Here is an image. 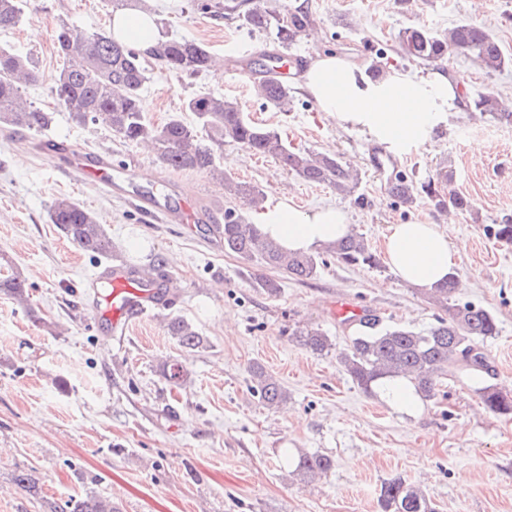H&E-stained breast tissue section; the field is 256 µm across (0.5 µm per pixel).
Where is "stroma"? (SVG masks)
Segmentation results:
<instances>
[{"label": "stroma", "mask_w": 512, "mask_h": 512, "mask_svg": "<svg viewBox=\"0 0 512 512\" xmlns=\"http://www.w3.org/2000/svg\"><path fill=\"white\" fill-rule=\"evenodd\" d=\"M239 2L241 11L227 14L216 10L217 0H152L162 38L201 42L225 65L178 76L148 61L147 117L162 123L183 114L186 100L199 93L231 96L291 146L336 154L360 172L354 194L307 183L269 157L255 154L239 165L245 149L234 143L216 152L227 172L261 189L266 201L341 207L373 252H381L388 225L416 218L439 224L459 250L455 274L467 283L455 300L481 306L498 321V335L483 343L492 366L487 382L512 391V244L493 234L512 219V122L471 107L445 112L432 145L394 151L407 179L452 171L451 188L470 207L448 215L424 199L408 206L391 197L373 165L376 140L337 126L300 82L290 85L291 108L279 112L255 95L251 73L229 61L234 49L253 59L278 49L272 35L246 25L245 10L307 6L313 33L288 47L305 60L332 51L364 65L378 60L410 77L449 73L462 93L487 87L512 98V0ZM63 21L80 34L107 31L112 9L104 0H28L20 22L0 30V47L30 57L40 75L24 86L25 98L54 115L41 132L0 129V255L23 272L38 315L56 324L47 331L0 296V512H46L49 503L89 492L112 499L121 512H381L380 488L396 477L421 488L439 512H512V416L487 411L477 382L461 374L444 379L433 399L406 414L359 388L339 362L353 333L341 305L414 329L435 324L441 308L384 262L354 268L329 256L314 279L296 281L261 259L225 253L201 222H147L136 205L141 197L188 196L220 212L248 208L207 173L166 169L150 147L123 141L105 123L80 127L69 120L51 93L62 66L52 34ZM418 21L438 31L480 23L508 63L489 73L464 56L440 66L409 61L397 36ZM50 139L122 162L123 192L109 195L95 180L67 175L61 160L40 148ZM63 195L95 213L112 241L110 258L85 254L49 223L48 210ZM156 254L166 261L169 303L125 335L113 334L95 310L91 277L110 259L142 267ZM262 277L279 283L277 296L257 287ZM173 316L200 333L199 348H183L168 335ZM302 326L320 328L329 350L299 346L292 331ZM172 361L188 372L182 384L164 377ZM256 364L287 390L282 408L254 394ZM301 451L329 456L331 471L312 481L293 476L286 457ZM21 472L31 475L38 495L16 484Z\"/></svg>", "instance_id": "35a3bbf8"}]
</instances>
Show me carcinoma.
<instances>
[{
	"mask_svg": "<svg viewBox=\"0 0 512 512\" xmlns=\"http://www.w3.org/2000/svg\"><path fill=\"white\" fill-rule=\"evenodd\" d=\"M23 0H0V30L15 27L22 16ZM246 24L254 31L275 30V40L283 46L299 38L311 24L310 14L302 9H269L256 7L245 14ZM53 41L64 65L52 79L51 92L63 106L70 121L85 126L102 115L107 116L112 132L126 142H147L156 151L159 161L174 171H205L224 184L231 195H243L257 208L264 194L246 184L234 181L217 164L215 149L226 142L239 144L253 152L271 157L291 173L311 183H329L336 191L351 195L360 177L333 154L288 145L273 129L252 121L231 98L200 93L189 98L185 111L193 122L179 116L154 124L147 120L141 89L147 81L148 68L144 54L135 47L121 44L112 32L79 34L67 23L56 28ZM398 52L412 60L438 64L452 55H465L487 72L503 68L505 58L498 41L479 24L459 23L442 33L419 28H406L398 36ZM150 57L176 75H199L209 70L211 54L206 45L186 38H170L159 42ZM263 54L250 60L247 68L254 76V89L266 106L282 111L290 105L288 87L274 76ZM30 58L9 48L0 47V126L41 130L51 125L52 113L35 107L22 93V86L37 81ZM474 107L495 119L512 122L511 112L496 111V94L489 89L474 93ZM450 174L420 184L400 175L389 184V193L399 202L412 205L419 198L427 199L440 212L452 207L468 209V199L457 192L445 191ZM48 219L59 226L65 236L90 256L111 252V243L103 225L94 213L68 196L56 198ZM224 252L242 259L260 257L267 265L306 281L313 278L320 266V256L283 250L261 233L257 224L233 211L224 213V223L211 225ZM336 261L351 267L378 266L376 255L355 233L329 245ZM456 278L430 291V298L445 315L436 324L421 330L389 325L370 312L344 322L355 327L348 352L341 359L345 372L364 391L370 392L382 380L404 378L425 398L435 394L438 379L461 369L482 381L487 359L479 343L498 333L496 317L484 308L452 300ZM0 293L29 313L32 308L29 285L25 276L13 270L0 277ZM167 330L184 348H198L203 338L180 316L167 321ZM297 341L314 353L329 349V338L315 327L298 328ZM252 389L268 407L288 401V392L265 368L251 370ZM484 407L496 415H512V396L492 385L478 388ZM293 474L306 478L324 475L333 462L323 454H301L291 460ZM379 503L382 512H438L425 494L405 481L394 478L384 482ZM49 512H119L104 496L87 493L70 497L50 507Z\"/></svg>",
	"mask_w": 512,
	"mask_h": 512,
	"instance_id": "carcinoma-1",
	"label": "carcinoma"
}]
</instances>
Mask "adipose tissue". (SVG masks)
<instances>
[{"label": "adipose tissue", "mask_w": 512, "mask_h": 512, "mask_svg": "<svg viewBox=\"0 0 512 512\" xmlns=\"http://www.w3.org/2000/svg\"><path fill=\"white\" fill-rule=\"evenodd\" d=\"M112 36L149 51L160 39L155 17L134 8L112 19ZM303 86L320 111L338 126H356L376 140L403 149L421 144L442 112H460L467 102L452 77L412 79L392 72L369 80L361 64L335 53L317 55L303 75ZM260 230L290 252H310L350 231L347 215L333 206L303 210L280 200L265 205ZM383 248L393 272L410 286L427 292L452 274L457 249L437 224L414 220L388 225Z\"/></svg>", "instance_id": "ef3b65f1"}]
</instances>
